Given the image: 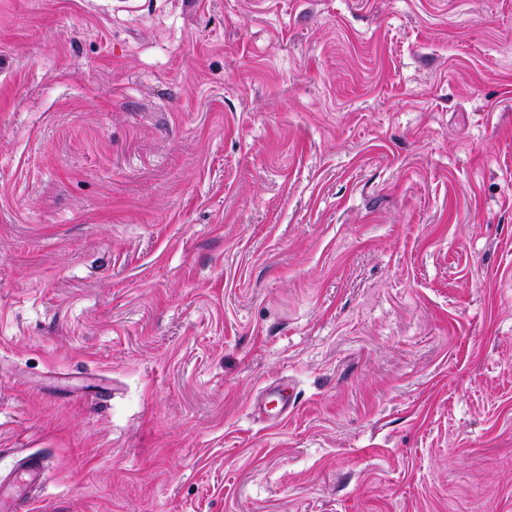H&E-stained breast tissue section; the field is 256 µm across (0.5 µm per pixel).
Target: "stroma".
Returning <instances> with one entry per match:
<instances>
[{"label":"stroma","mask_w":512,"mask_h":512,"mask_svg":"<svg viewBox=\"0 0 512 512\" xmlns=\"http://www.w3.org/2000/svg\"><path fill=\"white\" fill-rule=\"evenodd\" d=\"M19 448L31 512H512V0H0Z\"/></svg>","instance_id":"stroma-1"}]
</instances>
